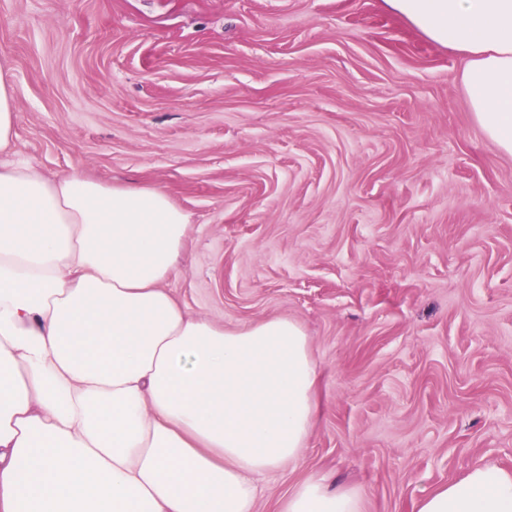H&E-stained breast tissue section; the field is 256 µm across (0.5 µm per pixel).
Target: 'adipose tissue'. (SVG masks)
Returning a JSON list of instances; mask_svg holds the SVG:
<instances>
[{"mask_svg": "<svg viewBox=\"0 0 512 512\" xmlns=\"http://www.w3.org/2000/svg\"><path fill=\"white\" fill-rule=\"evenodd\" d=\"M464 61L485 135L512 156V0H386ZM0 68V512H255L300 454L318 370L303 330H231L168 288L190 224L159 186L51 178L16 157ZM280 512H360L299 483ZM416 512H512V472L475 466Z\"/></svg>", "mask_w": 512, "mask_h": 512, "instance_id": "obj_1", "label": "adipose tissue"}]
</instances>
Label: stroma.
I'll return each instance as SVG.
<instances>
[{
	"label": "stroma",
	"instance_id": "1",
	"mask_svg": "<svg viewBox=\"0 0 512 512\" xmlns=\"http://www.w3.org/2000/svg\"><path fill=\"white\" fill-rule=\"evenodd\" d=\"M0 63L19 155L189 215L188 313L307 336L317 416L256 512L311 475L414 512L512 471V156L452 50L385 0H0Z\"/></svg>",
	"mask_w": 512,
	"mask_h": 512
}]
</instances>
